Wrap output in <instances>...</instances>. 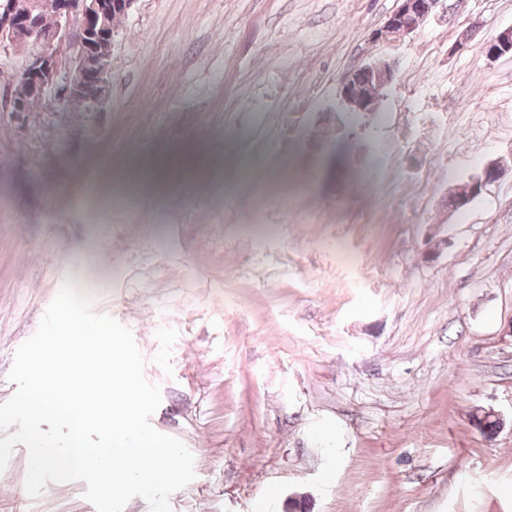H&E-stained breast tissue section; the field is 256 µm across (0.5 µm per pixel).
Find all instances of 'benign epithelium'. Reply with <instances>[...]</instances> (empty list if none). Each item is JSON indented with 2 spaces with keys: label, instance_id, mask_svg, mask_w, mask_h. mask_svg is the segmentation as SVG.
I'll list each match as a JSON object with an SVG mask.
<instances>
[{
  "label": "benign epithelium",
  "instance_id": "obj_1",
  "mask_svg": "<svg viewBox=\"0 0 512 512\" xmlns=\"http://www.w3.org/2000/svg\"><path fill=\"white\" fill-rule=\"evenodd\" d=\"M440 0H397L396 9L384 26L372 31L368 41L380 42L390 34L406 36L414 32L436 10ZM133 0H0V49L24 50L21 85L24 93H11L6 111L14 121L25 124L32 111L31 98H50L57 105L80 101L89 108L102 106L109 92L112 67V14L128 13ZM53 11L54 25L44 26L43 9ZM70 43L72 56H60L56 48ZM490 58L512 55V26L499 30L486 44ZM396 64L373 62L344 74L338 86L344 115L371 120L392 83ZM367 72L366 81L359 75ZM497 162L488 163L476 177L458 185L443 198L450 212L464 208L473 197L502 175Z\"/></svg>",
  "mask_w": 512,
  "mask_h": 512
}]
</instances>
